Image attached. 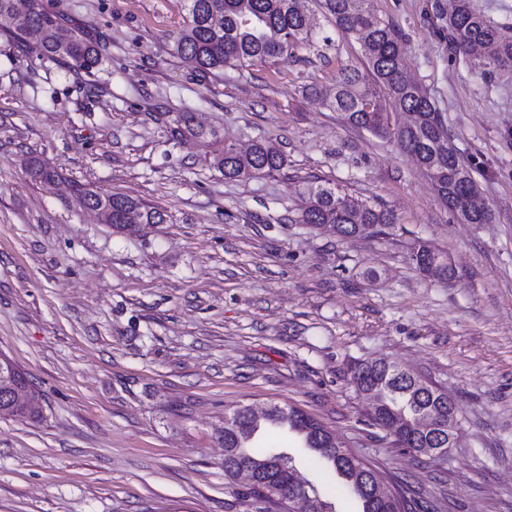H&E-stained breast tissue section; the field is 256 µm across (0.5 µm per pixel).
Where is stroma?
Segmentation results:
<instances>
[{"mask_svg":"<svg viewBox=\"0 0 512 512\" xmlns=\"http://www.w3.org/2000/svg\"><path fill=\"white\" fill-rule=\"evenodd\" d=\"M101 47L90 72L40 54L0 16V352L41 398L0 419V512H287L224 476L219 437L238 405L295 406L336 433L411 512H512V73L483 75L448 43L449 0H367L492 207L467 224L388 140L317 104L359 44L319 0L313 39L214 74L172 51L184 0H42ZM193 133L176 134L181 113ZM273 142L276 173L225 179L217 150ZM55 169L48 187L25 170ZM393 212L383 238L301 223L306 183ZM76 183L136 196L165 223L118 232ZM444 254L448 279L410 252ZM387 359L458 405L432 459L370 419L354 364ZM299 475L359 512L295 435ZM41 413L42 408L37 396L35 403L29 406L15 405L13 402L5 401L2 396L0 397V417L35 419L39 418Z\"/></svg>","mask_w":512,"mask_h":512,"instance_id":"stroma-1","label":"stroma"}]
</instances>
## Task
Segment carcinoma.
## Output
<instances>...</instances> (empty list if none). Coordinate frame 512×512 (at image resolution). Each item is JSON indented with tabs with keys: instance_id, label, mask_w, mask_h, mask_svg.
<instances>
[{
	"instance_id": "1",
	"label": "carcinoma",
	"mask_w": 512,
	"mask_h": 512,
	"mask_svg": "<svg viewBox=\"0 0 512 512\" xmlns=\"http://www.w3.org/2000/svg\"><path fill=\"white\" fill-rule=\"evenodd\" d=\"M187 16L183 29L174 37V53L194 71L222 72L225 68L243 67L253 62L293 53L309 40L307 15L299 11L294 0H185ZM364 0H321L336 27L356 39L364 51L366 72L344 68L336 76L333 97L324 96L317 86L309 96L322 105L348 114L351 124L368 130L381 139L393 141L411 155L429 177L439 198L449 210L468 224H487L490 208L473 210L470 199L478 195V183L465 166L448 138L440 113L426 91L412 80L403 65V47L394 26L363 7ZM16 15L17 35L36 42L48 57L65 59L73 66L91 70L100 59L98 45L81 31L59 34L57 14L46 10L41 0H27L23 12H17L16 0H0V15ZM448 42L456 55L471 58L479 51L473 66L482 74L512 72V33L486 21L471 7L470 0H456L448 17ZM410 116L405 126L390 121L388 108ZM285 159L269 141H259L242 153L228 145L214 158V166L224 178L270 175L280 171ZM30 178L46 184L55 181L57 172L37 159L26 163ZM309 205L301 223L331 227L337 235L380 237L395 224L389 211L355 203L335 189L310 183L306 187ZM76 201L83 207L99 210L104 223L119 231L137 232L142 224H162L165 215L142 199L122 193H107L90 185L75 184ZM414 265L423 264L440 279L448 278L450 269L445 256L422 245ZM351 383L360 394H370L375 402L372 419L393 437L396 447L408 452L423 448L447 451L448 395L425 393L413 375L395 363L374 361L355 366ZM40 402L16 405L0 397V417L35 419L41 416ZM261 423L286 428L300 437L302 448L318 465L344 479L336 481L345 493L355 497L365 508L360 512H397L395 500H404V487L391 489V498L374 497L367 483L380 474L362 460L345 456L347 448L340 438L322 424L294 406L273 405L260 415L237 406L224 416V476H235V465L246 453L264 497L279 491H292L296 473L293 457L282 448L250 449ZM302 490L309 494L316 512H336L312 483Z\"/></svg>"
}]
</instances>
